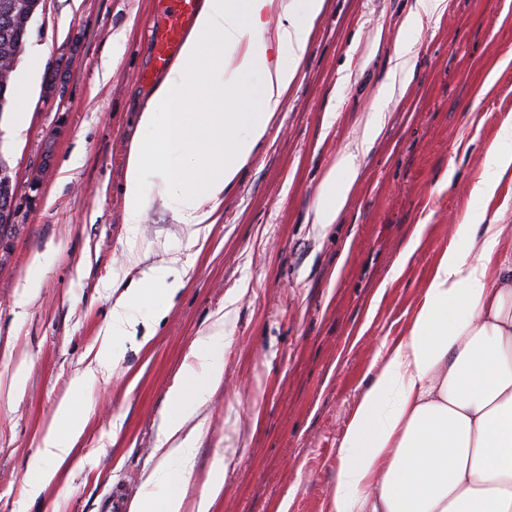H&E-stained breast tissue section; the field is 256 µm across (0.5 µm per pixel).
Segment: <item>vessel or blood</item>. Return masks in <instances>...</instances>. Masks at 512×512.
<instances>
[{
	"label": "vessel or blood",
	"mask_w": 512,
	"mask_h": 512,
	"mask_svg": "<svg viewBox=\"0 0 512 512\" xmlns=\"http://www.w3.org/2000/svg\"><path fill=\"white\" fill-rule=\"evenodd\" d=\"M167 3L165 22L151 34L150 65L140 75L144 81L151 80L154 75L170 67L200 7V0H167Z\"/></svg>",
	"instance_id": "1"
}]
</instances>
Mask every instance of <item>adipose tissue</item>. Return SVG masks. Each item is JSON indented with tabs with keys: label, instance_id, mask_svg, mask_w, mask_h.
<instances>
[{
	"label": "adipose tissue",
	"instance_id": "adipose-tissue-1",
	"mask_svg": "<svg viewBox=\"0 0 512 512\" xmlns=\"http://www.w3.org/2000/svg\"><path fill=\"white\" fill-rule=\"evenodd\" d=\"M268 0H203L177 61L139 114L141 129L183 155L149 153L133 143L126 163V222L137 226L151 200L173 206L189 242H196L229 187L266 135L295 83L308 36L325 0H281L275 29H268ZM444 0H415L395 37L392 66L380 93L392 95L398 78H410L416 31L424 17L442 12ZM278 61H270L269 50ZM237 64L226 69L225 56ZM47 63L44 46L24 49L13 79L15 129L29 121V104ZM385 114L371 112L359 146L340 151L323 177L314 221L333 224L359 178L358 156L380 135ZM512 172V118L503 122L472 187L474 199L494 196ZM456 240L441 252L405 336L382 344L369 380L346 421L336 450L339 465L329 512H512V234L470 211ZM110 338L96 364L75 381L91 387L99 374L124 359L118 341L137 335V313L157 300H173L183 286L169 267H154L135 287L113 274ZM223 326L197 336L190 360L168 393L161 462L146 478L164 489L162 503L144 496L132 512H184L188 474L203 425L199 409L224 379ZM56 416L64 435L48 434L33 486L50 483L84 430L67 400Z\"/></svg>",
	"mask_w": 512,
	"mask_h": 512
}]
</instances>
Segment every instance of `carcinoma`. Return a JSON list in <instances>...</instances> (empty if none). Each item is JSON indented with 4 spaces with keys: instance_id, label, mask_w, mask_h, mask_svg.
Returning a JSON list of instances; mask_svg holds the SVG:
<instances>
[{
    "instance_id": "carcinoma-1",
    "label": "carcinoma",
    "mask_w": 512,
    "mask_h": 512,
    "mask_svg": "<svg viewBox=\"0 0 512 512\" xmlns=\"http://www.w3.org/2000/svg\"><path fill=\"white\" fill-rule=\"evenodd\" d=\"M44 0H0V113L8 104L13 73Z\"/></svg>"
}]
</instances>
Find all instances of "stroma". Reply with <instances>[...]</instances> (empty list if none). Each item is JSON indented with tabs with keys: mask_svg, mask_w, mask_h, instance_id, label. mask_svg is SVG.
I'll return each mask as SVG.
<instances>
[{
	"mask_svg": "<svg viewBox=\"0 0 512 512\" xmlns=\"http://www.w3.org/2000/svg\"><path fill=\"white\" fill-rule=\"evenodd\" d=\"M412 3L325 0L281 112L191 245L161 200L137 233L125 222L129 148L157 144L138 126L154 88L139 73L166 0H81L75 10L47 0L29 35L46 47L55 83L35 89L23 135H13L11 112L0 115V155L16 185V226L0 236V512H101L116 485L136 500L159 462L168 391L219 318L224 379L201 410L189 498L207 492L223 455L230 463L210 512H327L339 437L373 358L405 334L512 114V0H447L418 35L411 81L380 97ZM119 31L126 44L107 78ZM377 108L385 124L358 158L345 211L314 223L323 175ZM46 250L55 259L39 294L20 305L19 284ZM185 250L184 286L150 341H123L120 368L75 391L109 320L113 271L135 274ZM64 399L84 430L34 497L29 474L44 464L39 450Z\"/></svg>",
	"mask_w": 512,
	"mask_h": 512,
	"instance_id": "stroma-1",
	"label": "stroma"
}]
</instances>
